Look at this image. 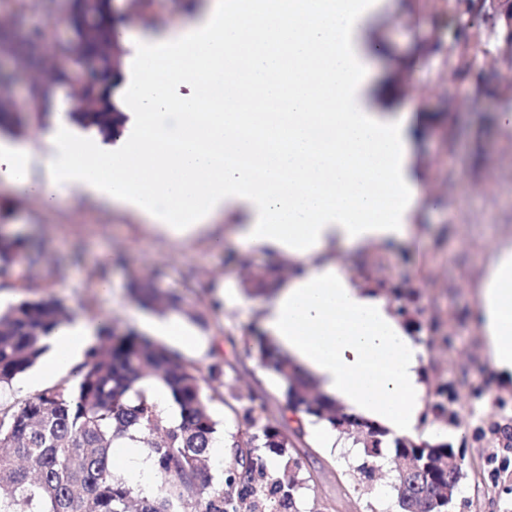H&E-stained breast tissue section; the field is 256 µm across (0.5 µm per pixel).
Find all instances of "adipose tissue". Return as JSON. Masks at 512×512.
Masks as SVG:
<instances>
[{"mask_svg":"<svg viewBox=\"0 0 512 512\" xmlns=\"http://www.w3.org/2000/svg\"><path fill=\"white\" fill-rule=\"evenodd\" d=\"M379 0H301L299 17L271 0H211L180 36L123 37L116 96L122 133L103 146L63 122L42 133L52 150L42 174L28 170L29 143L0 142V183L49 206L72 193L138 217L152 233L182 239L217 218L240 217L248 246L290 258L259 326L281 351L351 413L412 437L423 419L424 348L388 299L345 273L332 242L364 250L408 238L427 185L415 167L417 114L383 106L366 72L378 50L366 31ZM290 63L294 79L279 73ZM244 74L232 112L200 113L212 75ZM186 95L173 97V85ZM284 109L254 126L255 97ZM253 158L266 177L254 182ZM385 196H378L377 187ZM474 321L503 380L512 379V239L484 267ZM95 328L82 319L54 335L49 370L82 363Z\"/></svg>","mask_w":512,"mask_h":512,"instance_id":"obj_1","label":"adipose tissue"}]
</instances>
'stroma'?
I'll use <instances>...</instances> for the list:
<instances>
[{
    "instance_id": "stroma-1",
    "label": "stroma",
    "mask_w": 512,
    "mask_h": 512,
    "mask_svg": "<svg viewBox=\"0 0 512 512\" xmlns=\"http://www.w3.org/2000/svg\"><path fill=\"white\" fill-rule=\"evenodd\" d=\"M203 0H145L133 9L130 0H113L115 18L139 11L150 26L183 33ZM68 0H0V19L18 33L52 27L64 15ZM462 21L444 11L439 0H382L380 15L369 26L381 51L371 63L372 75H385L407 62L401 74L404 94L396 102L404 112L438 115L416 141L419 167L429 182V198L420 207L413 235L372 253L336 245L332 253L359 281L381 290L398 285L412 295L403 326L425 349L422 366L425 402L453 385L460 396L453 406L456 423L426 414L418 429L419 442H446L464 449L466 474L459 487L456 512H512V467L495 473L489 457L496 446L475 440L473 429L492 413V404L512 416V382H501L473 323L479 303L478 283L497 237H512V131L497 122L499 112L512 109V83L500 82L497 95L460 105L469 86L465 77H449L441 53L423 54L419 45L447 41L449 30ZM0 95L26 104L29 69L16 64L0 45ZM73 104L69 90L54 88L44 112L28 108L31 125L69 120ZM0 210L16 225L36 266L16 264L0 277V308L18 299L52 297L75 316L94 325L112 322L118 331L132 328L152 335L167 316L141 308L131 298L133 280H152L157 288L181 297L176 314L200 340L182 357L207 371L224 367V391L264 396L270 407L283 401L278 375L246 355L259 331V307L264 293H240L242 267L260 271L282 264L283 256L248 248L232 223L215 221L207 234L175 241L148 233L132 215L93 204L72 194L46 207L34 196L0 185ZM195 271L185 287L187 271ZM239 292L232 305L212 311L221 291ZM205 323H198L197 315ZM305 436L293 454L295 469L307 478L305 512H398L388 493L395 463L384 458L372 476L360 470L364 456L352 440L325 438L321 425L305 422Z\"/></svg>"
}]
</instances>
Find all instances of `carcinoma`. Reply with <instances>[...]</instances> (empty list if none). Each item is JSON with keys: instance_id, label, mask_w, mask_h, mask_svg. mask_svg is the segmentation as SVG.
I'll return each mask as SVG.
<instances>
[{"instance_id": "obj_1", "label": "carcinoma", "mask_w": 512, "mask_h": 512, "mask_svg": "<svg viewBox=\"0 0 512 512\" xmlns=\"http://www.w3.org/2000/svg\"><path fill=\"white\" fill-rule=\"evenodd\" d=\"M448 9L467 14L496 27L506 17L502 40L512 48V8H501L494 0H448ZM111 0H70L60 20L70 32L62 47L51 42L56 23L48 31L18 37L0 29V42L37 75L31 85V99L44 102L49 88L69 84L86 63L104 76L105 83L83 91L75 99L71 118L85 128H94L104 140L121 131L120 113L113 110L110 79L115 77L114 58L118 45L107 18ZM444 52L448 72L466 73L471 81L468 98L475 103L494 90L478 62L479 39L474 33L456 31L448 44L437 42ZM23 108L0 102V134L14 135L21 125ZM34 265L39 258L25 251L22 241L0 233V276L8 274L20 260ZM134 298L146 308L174 307L175 296L160 292L149 282L132 285ZM67 318L66 308L56 299H23L0 313V512H240L249 504L252 512H301L306 479L290 469L294 447L285 426L287 414L296 416L293 434L303 435L301 417L328 429L353 435L339 425L363 424L339 403L327 402L315 385L303 379L290 360L277 354L264 340L246 355L272 367L284 386V404L273 413L267 401L251 395L242 404L243 419L250 432L232 443L234 462L228 467L224 487H211L207 470L211 445L217 433L209 402L223 398L218 390L205 396L202 383L221 382L224 370L218 363L208 374L185 362L179 354L134 332L118 334L111 326L100 329V342L74 371L77 383L67 381L27 399L1 398L12 388L17 376L33 367L47 349L46 340ZM160 384L169 392L179 413L171 421L155 402L151 387ZM458 395L443 390L431 409L437 418L453 419L448 403ZM476 432L512 450V417L501 415L480 421ZM120 440L148 449V457L160 481L159 491L141 496L126 482L115 478L112 450ZM364 454L375 457L383 450L394 455L413 453L430 460L434 471L396 474L391 484L400 512H408L414 496L442 495L453 476L439 463L458 455L448 443H427L420 447L407 439H386V431L371 428L362 442ZM284 462L282 474L261 488L265 460Z\"/></svg>"}]
</instances>
